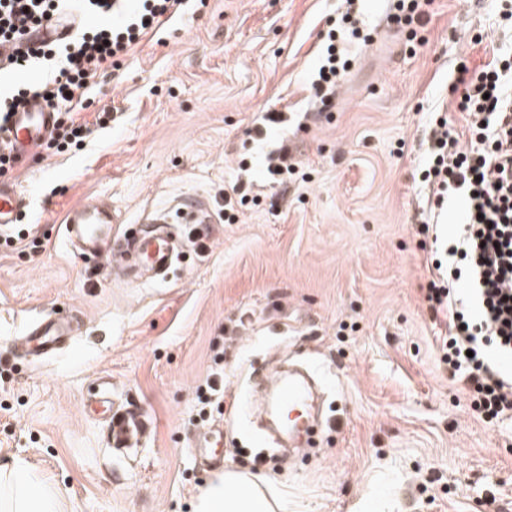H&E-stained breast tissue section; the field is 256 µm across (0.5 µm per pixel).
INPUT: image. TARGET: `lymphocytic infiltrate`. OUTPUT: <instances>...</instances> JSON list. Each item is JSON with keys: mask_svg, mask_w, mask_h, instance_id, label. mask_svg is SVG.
I'll return each instance as SVG.
<instances>
[{"mask_svg": "<svg viewBox=\"0 0 512 512\" xmlns=\"http://www.w3.org/2000/svg\"><path fill=\"white\" fill-rule=\"evenodd\" d=\"M0 0V78L40 69L44 78L28 86L0 87V127L28 95L45 98L56 114L46 150H81L90 134L72 108L87 99L89 81L104 66L117 63L162 18L180 13L184 0ZM80 14L84 25L73 40L36 46L27 32L61 12ZM350 63L335 41L319 59L312 87L317 97L335 94ZM451 103L460 125L435 121L425 141L422 181L430 190L428 207L448 210V198L461 196L465 219L455 236L441 224L423 225V233L445 243L447 260L429 259L424 300L444 325L438 336L440 360L462 392H475L472 409L488 420L512 419V371L498 361L512 358V53L493 49L489 60L472 68L460 62L451 75ZM465 281L458 294L457 281Z\"/></svg>", "mask_w": 512, "mask_h": 512, "instance_id": "obj_1", "label": "lymphocytic infiltrate"}]
</instances>
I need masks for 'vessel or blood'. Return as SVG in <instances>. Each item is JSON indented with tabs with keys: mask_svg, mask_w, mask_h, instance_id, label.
Listing matches in <instances>:
<instances>
[{
	"mask_svg": "<svg viewBox=\"0 0 512 512\" xmlns=\"http://www.w3.org/2000/svg\"><path fill=\"white\" fill-rule=\"evenodd\" d=\"M79 30L72 16L59 15L36 32V39L52 41L69 38ZM54 115L36 96L29 97L23 108L14 112L0 138L13 147L16 154L27 157L36 152L53 129ZM26 207V199L18 184L0 180V228L15 224ZM116 217L107 204L85 200L70 209L63 226L66 238L81 257L99 262L106 270L120 272L129 284H137L145 275L161 276L169 267L177 244V235L166 225L127 232L121 238H113L112 226ZM80 322L74 317L45 315L32 322L24 337L23 347L27 354L47 356L60 345L72 340ZM278 407L287 410L288 426L295 441L320 428L321 422L310 411L313 392L307 379L291 377L281 380L275 391ZM109 443L116 448L139 445L146 437L149 423L138 410L114 412L109 417Z\"/></svg>",
	"mask_w": 512,
	"mask_h": 512,
	"instance_id": "1",
	"label": "vessel or blood"
}]
</instances>
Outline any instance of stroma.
Wrapping results in <instances>:
<instances>
[{
  "label": "stroma",
  "instance_id": "stroma-1",
  "mask_svg": "<svg viewBox=\"0 0 512 512\" xmlns=\"http://www.w3.org/2000/svg\"><path fill=\"white\" fill-rule=\"evenodd\" d=\"M398 0H189L91 80L80 120L111 112L82 150L13 175L40 247L0 245V460H24L61 493L60 512H194L221 467L250 469L249 378L279 349L314 371L325 421L308 453L260 466L281 512H512V420L465 407L440 367L423 300L420 170L437 106L479 37L512 51L504 0H432L415 39L394 37ZM350 72L331 103L311 88L343 15ZM281 126L258 132L262 113ZM296 161L265 181L267 153ZM262 183L259 204L233 186ZM93 197L121 235L165 213L183 253L137 287L81 258L61 224ZM201 204L188 223L187 202ZM81 313L71 346L35 360L18 347L31 320ZM222 369L224 393L198 401ZM112 383L113 409L147 413L140 448L108 446L85 403ZM223 432L222 464L200 457Z\"/></svg>",
  "mask_w": 512,
  "mask_h": 512
}]
</instances>
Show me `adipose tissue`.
<instances>
[{
	"label": "adipose tissue",
	"instance_id": "obj_1",
	"mask_svg": "<svg viewBox=\"0 0 512 512\" xmlns=\"http://www.w3.org/2000/svg\"><path fill=\"white\" fill-rule=\"evenodd\" d=\"M51 485L33 478L19 459L0 463V512H54ZM255 476L225 469L201 489L196 512H278Z\"/></svg>",
	"mask_w": 512,
	"mask_h": 512
}]
</instances>
